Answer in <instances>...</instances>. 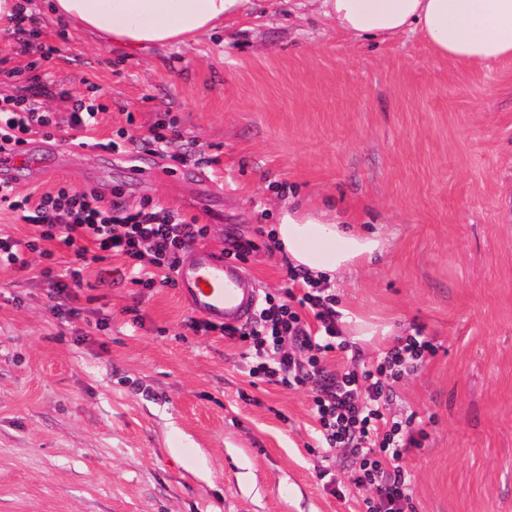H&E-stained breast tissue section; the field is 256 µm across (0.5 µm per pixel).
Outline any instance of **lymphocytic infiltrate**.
<instances>
[{
    "instance_id": "obj_1",
    "label": "lymphocytic infiltrate",
    "mask_w": 512,
    "mask_h": 512,
    "mask_svg": "<svg viewBox=\"0 0 512 512\" xmlns=\"http://www.w3.org/2000/svg\"><path fill=\"white\" fill-rule=\"evenodd\" d=\"M26 69L24 94L0 97L1 152L36 135L50 136L63 125L78 132L80 146L112 148V140L99 142L88 134L98 107L56 88L40 73L38 62H29ZM47 97L55 98L58 108L45 106ZM2 209L19 213L34 232L24 239L0 232V268L23 270L30 267L32 257L45 259L39 275L50 286L49 310L57 318L80 317L78 291L89 264L117 256L132 284L172 288L182 254L209 234L207 225L148 201L124 213L96 192L65 187L34 198L20 195L15 186L0 185ZM58 247L72 257L71 264L59 271L48 264ZM340 318L333 289L292 269L282 296L266 295L249 326L219 327L194 318L188 327L198 336L216 331L239 342L251 378L310 389L315 444L354 458L350 481L362 492L361 512H414L405 460L425 432L416 426V413L391 414L388 401L394 384L415 373L438 347L418 327L397 337L376 363L364 365L354 356L349 368L333 373L325 367L327 354L350 348L342 337Z\"/></svg>"
}]
</instances>
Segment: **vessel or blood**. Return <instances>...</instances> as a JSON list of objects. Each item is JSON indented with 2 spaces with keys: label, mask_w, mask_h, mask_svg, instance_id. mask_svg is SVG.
Returning <instances> with one entry per match:
<instances>
[{
  "label": "vessel or blood",
  "mask_w": 512,
  "mask_h": 512,
  "mask_svg": "<svg viewBox=\"0 0 512 512\" xmlns=\"http://www.w3.org/2000/svg\"><path fill=\"white\" fill-rule=\"evenodd\" d=\"M31 163L49 168L52 155L36 156L27 147L0 155V180L11 181L17 167ZM181 295L204 319L217 324L241 326L249 323L258 303L253 278L241 264L225 259L209 247H193L175 273Z\"/></svg>",
  "instance_id": "b4317fda"
}]
</instances>
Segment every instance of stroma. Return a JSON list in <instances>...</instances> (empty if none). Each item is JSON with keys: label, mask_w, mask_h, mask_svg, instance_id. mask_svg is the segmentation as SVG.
Here are the masks:
<instances>
[{"label": "stroma", "mask_w": 512, "mask_h": 512, "mask_svg": "<svg viewBox=\"0 0 512 512\" xmlns=\"http://www.w3.org/2000/svg\"><path fill=\"white\" fill-rule=\"evenodd\" d=\"M26 2L25 36L0 20V94L20 91L24 43L55 47L43 71L104 104L94 135L119 140L107 163L69 152L68 128L34 137L59 164L16 170L18 192L148 200L210 225L224 251L259 242L294 195L380 231L387 252L331 286L339 307L438 346L390 404L426 432L406 459L415 512H512V59L466 64L417 34L364 45L274 0L130 52ZM133 162L148 178L128 181ZM120 264L90 265L72 320L50 314L35 271L0 269V512H360L358 490L339 499L319 478L326 464L346 481L352 458L307 451L309 390L250 386L237 343L187 332L178 289L100 284ZM243 268L260 294L286 285L267 248Z\"/></svg>", "instance_id": "1"}]
</instances>
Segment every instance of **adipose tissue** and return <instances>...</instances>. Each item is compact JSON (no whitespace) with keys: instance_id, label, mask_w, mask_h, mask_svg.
<instances>
[{"instance_id":"1","label":"adipose tissue","mask_w":512,"mask_h":512,"mask_svg":"<svg viewBox=\"0 0 512 512\" xmlns=\"http://www.w3.org/2000/svg\"><path fill=\"white\" fill-rule=\"evenodd\" d=\"M307 2L357 41L417 31L445 57L482 63L512 58V0ZM253 7L252 0H50L56 17L130 50L187 43ZM272 230L288 263L317 279L370 264L388 245L379 232L299 204L282 209Z\"/></svg>"}]
</instances>
